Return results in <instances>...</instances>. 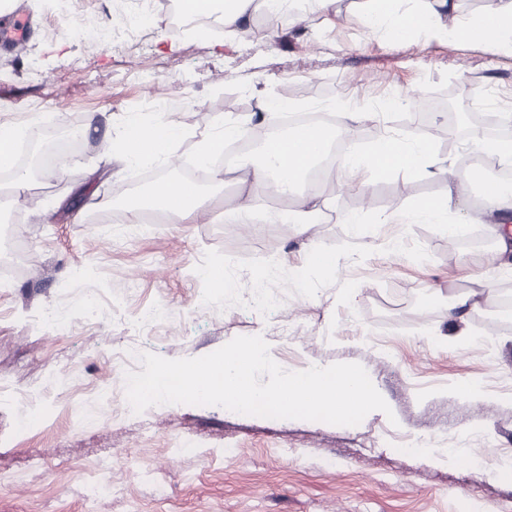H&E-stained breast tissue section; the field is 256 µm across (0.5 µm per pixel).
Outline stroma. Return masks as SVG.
<instances>
[{
	"instance_id": "35a3bbf8",
	"label": "stroma",
	"mask_w": 512,
	"mask_h": 512,
	"mask_svg": "<svg viewBox=\"0 0 512 512\" xmlns=\"http://www.w3.org/2000/svg\"><path fill=\"white\" fill-rule=\"evenodd\" d=\"M116 0H12L29 20L23 44L0 47V125L24 129L33 147L43 133L76 124L81 137L65 167L38 168L16 193L8 237L26 247L24 270L0 277V388L36 394L35 422L18 431V407L0 411V512H512V486L494 472L512 459V321L486 332L512 270L487 261L502 217L466 185V235L414 223L415 200L444 193L438 177L396 174L357 190L338 173L323 199V220L294 231L257 224L251 232L218 222L238 203L235 183L206 187V218L152 224L130 236L120 206L109 221L90 219L97 202L130 193L145 172L183 179L199 139L217 114L250 123L274 96L305 108L360 113L356 145L383 130L429 135L451 173L469 174L482 156L468 150V126L414 124L416 108L374 116L384 98L413 101L445 93L463 112L512 113V55L432 32L394 42L368 31L364 0L305 7L301 31L280 39L255 8L256 35H199L177 0H155L156 25L122 45L101 41ZM173 103L166 120L182 138L151 169L105 152L126 114L143 103ZM365 213L368 236L345 217ZM334 256L332 270L309 267L312 251ZM222 267L231 288L214 293L201 276ZM264 271L278 313L251 306L247 288ZM485 280L489 300L449 319L448 299ZM99 289L104 311L88 323L72 305ZM45 307L69 312L62 334L42 328ZM161 308L166 322L137 321ZM293 318L295 336L272 335L276 314ZM259 335L283 369L358 363L391 408L355 426L239 416L219 406L170 404L126 415L116 360L126 345L139 356L207 355L237 336ZM466 380L480 390L454 391ZM429 450L405 454L411 442ZM195 443L182 452L183 442ZM464 447L468 462L434 459L435 448Z\"/></svg>"
}]
</instances>
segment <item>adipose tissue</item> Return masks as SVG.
I'll list each match as a JSON object with an SVG mask.
<instances>
[{
    "instance_id": "ef3b65f1",
    "label": "adipose tissue",
    "mask_w": 512,
    "mask_h": 512,
    "mask_svg": "<svg viewBox=\"0 0 512 512\" xmlns=\"http://www.w3.org/2000/svg\"><path fill=\"white\" fill-rule=\"evenodd\" d=\"M367 9L365 22L369 30L388 28L395 41L404 42L421 31L431 29L442 38L460 42H479L493 50L512 53V0H499L491 11L477 14L452 26L437 24L433 14L408 5L407 0H365ZM249 0H179L183 14L199 17L212 12H220L225 29L232 30L242 22L247 12ZM357 120L351 112L336 115L333 127H313L305 136L285 142H266L260 148L259 158L241 163V182L250 184L251 190L238 207L225 213L228 224H277L288 220L296 227L317 223L321 216L318 199L321 183H313L306 195L294 196L296 183L304 181L307 169L299 167L291 172V179H284L288 166L299 157L309 145H320L335 135H349L351 126ZM248 128L233 120H218L216 131L204 138L198 145L196 160L200 167L210 169L216 185H223L224 170L215 167L214 159L223 152L229 140L245 137ZM181 135L178 126L168 123L147 121L140 114L129 116L124 134L120 140L121 158L129 165H148L167 154L172 142ZM350 175L368 174L370 180L386 178L400 173L407 178L440 175L436 166L435 152L425 137L409 139L394 134L380 135L368 152L351 150L341 165ZM466 188L457 178H449L445 194L420 198L412 206L409 216L416 221L444 224L454 208L463 202ZM276 194L293 197L292 207L279 214L264 208L266 195ZM203 206V191L199 184L182 186L181 183L167 182L154 186L137 198L126 199L122 209L129 223H138L144 209L154 208L162 212L167 221L183 223L196 219Z\"/></svg>"
}]
</instances>
